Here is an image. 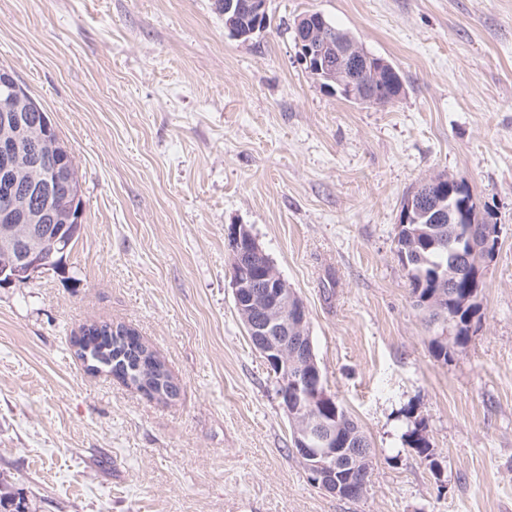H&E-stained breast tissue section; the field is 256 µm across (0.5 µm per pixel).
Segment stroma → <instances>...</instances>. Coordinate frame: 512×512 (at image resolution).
<instances>
[{
  "label": "stroma",
  "mask_w": 512,
  "mask_h": 512,
  "mask_svg": "<svg viewBox=\"0 0 512 512\" xmlns=\"http://www.w3.org/2000/svg\"><path fill=\"white\" fill-rule=\"evenodd\" d=\"M230 37L213 0H0V67L71 149L83 231L0 287V491L37 512H512V0H267ZM317 11L388 58L392 103L299 63ZM464 180L501 226L482 319L433 356L395 246L403 196ZM246 225L309 311L328 392L372 445L359 499L314 487L234 306ZM135 329L180 385L152 399L70 339ZM420 428L433 458L403 443Z\"/></svg>",
  "instance_id": "obj_1"
}]
</instances>
